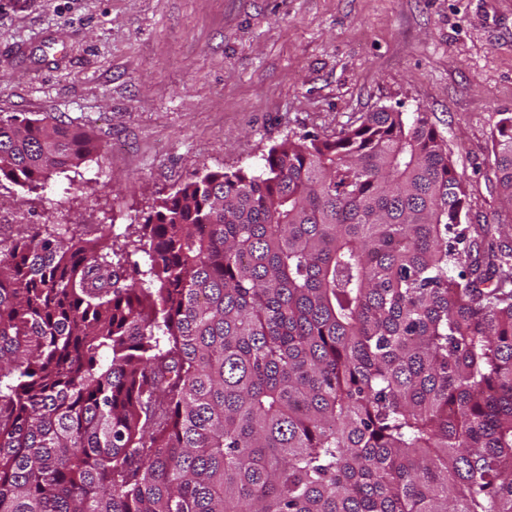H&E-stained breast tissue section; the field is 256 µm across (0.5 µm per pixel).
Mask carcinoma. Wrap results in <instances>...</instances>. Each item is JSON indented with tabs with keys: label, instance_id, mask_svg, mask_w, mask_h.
<instances>
[{
	"label": "carcinoma",
	"instance_id": "carcinoma-1",
	"mask_svg": "<svg viewBox=\"0 0 512 512\" xmlns=\"http://www.w3.org/2000/svg\"><path fill=\"white\" fill-rule=\"evenodd\" d=\"M96 149L0 118L21 187ZM470 209L427 113L380 108L194 174L130 245H0V512H512V248Z\"/></svg>",
	"mask_w": 512,
	"mask_h": 512
}]
</instances>
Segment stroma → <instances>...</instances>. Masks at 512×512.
Masks as SVG:
<instances>
[{"label":"stroma","mask_w":512,"mask_h":512,"mask_svg":"<svg viewBox=\"0 0 512 512\" xmlns=\"http://www.w3.org/2000/svg\"><path fill=\"white\" fill-rule=\"evenodd\" d=\"M0 117H50L98 150L46 188L0 182V241L123 240L195 172L256 167L285 136L386 107L427 113L512 243L491 132L512 113V0H0Z\"/></svg>","instance_id":"35a3bbf8"}]
</instances>
